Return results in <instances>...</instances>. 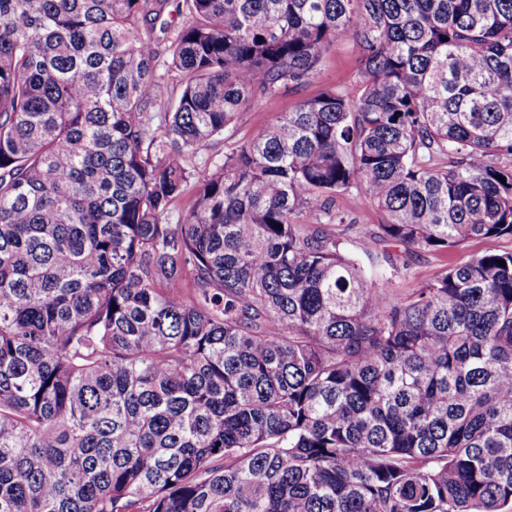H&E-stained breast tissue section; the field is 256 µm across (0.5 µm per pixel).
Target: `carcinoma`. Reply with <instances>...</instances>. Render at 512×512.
Returning a JSON list of instances; mask_svg holds the SVG:
<instances>
[{"instance_id":"1","label":"carcinoma","mask_w":512,"mask_h":512,"mask_svg":"<svg viewBox=\"0 0 512 512\" xmlns=\"http://www.w3.org/2000/svg\"><path fill=\"white\" fill-rule=\"evenodd\" d=\"M170 2L0 0V512H512V251L334 207L512 237V0ZM354 50L348 41H339L324 55L321 65L311 81L298 89H282L274 100L257 102L246 112H242L234 128L224 133L217 144L202 146L195 157L189 159L191 166H195L200 174L204 173V162L220 160L224 151L232 141L247 138L257 128L275 122L283 112H291L304 100L313 98L322 89L331 85H353L355 82ZM234 133L225 140L230 133ZM210 159V160H209ZM336 206L350 214L354 224L336 225V234H341L347 243L346 246L353 252H360V247L370 249L379 254L384 253V249L393 253L400 250L379 241L378 238H372L370 233L377 231L378 224H382L381 213L363 202V198L357 192H350L340 196L337 199ZM489 248L502 251L512 250V238L502 237L494 241L473 239L457 249L447 253L418 251L409 258V270L403 274H395L391 288L408 291L420 283L433 278L446 264H456L464 261L472 254L483 252Z\"/></svg>"}]
</instances>
